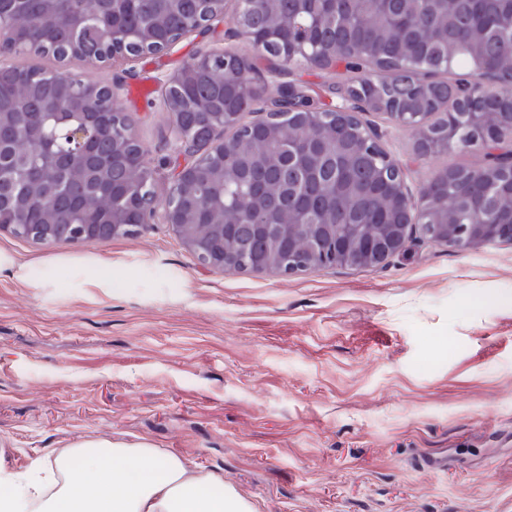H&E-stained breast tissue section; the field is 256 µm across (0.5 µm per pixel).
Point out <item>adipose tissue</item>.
<instances>
[{
  "label": "adipose tissue",
  "mask_w": 512,
  "mask_h": 512,
  "mask_svg": "<svg viewBox=\"0 0 512 512\" xmlns=\"http://www.w3.org/2000/svg\"><path fill=\"white\" fill-rule=\"evenodd\" d=\"M2 484L0 512H254L223 476L105 436L51 449L20 477L0 467Z\"/></svg>",
  "instance_id": "adipose-tissue-1"
}]
</instances>
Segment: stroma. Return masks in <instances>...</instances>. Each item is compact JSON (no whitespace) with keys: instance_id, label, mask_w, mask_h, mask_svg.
I'll return each mask as SVG.
<instances>
[{"instance_id":"1","label":"stroma","mask_w":512,"mask_h":512,"mask_svg":"<svg viewBox=\"0 0 512 512\" xmlns=\"http://www.w3.org/2000/svg\"><path fill=\"white\" fill-rule=\"evenodd\" d=\"M225 24L170 50L91 67L0 52L115 86L166 195L167 76L197 52L245 50ZM364 123L413 180L481 162L416 160V138ZM28 269L0 271V461L23 473L92 434L150 442L223 475L256 512H512V244L412 243L386 267L298 276L198 264L154 215L133 237L40 245L0 232ZM112 288L83 287L93 259ZM443 457L445 471L422 463Z\"/></svg>"}]
</instances>
